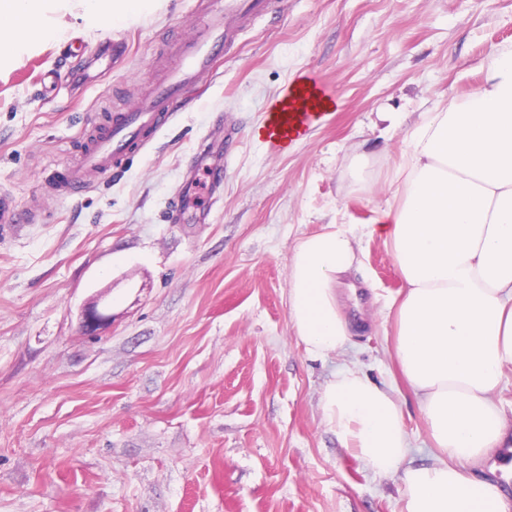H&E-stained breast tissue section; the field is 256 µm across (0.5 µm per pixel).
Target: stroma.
Instances as JSON below:
<instances>
[{
  "label": "stroma",
  "instance_id": "35a3bbf8",
  "mask_svg": "<svg viewBox=\"0 0 512 512\" xmlns=\"http://www.w3.org/2000/svg\"><path fill=\"white\" fill-rule=\"evenodd\" d=\"M197 16L198 0H161L116 26L69 0L51 15L54 38L20 20L30 48L0 63V189L42 208L39 223L0 234V512H400V477L366 468L323 421L340 360L296 341L290 259L326 225H356L340 289L360 323L350 356L397 389L414 459L427 460L393 355L403 281L368 226L420 113L474 91L481 62L512 46V0H273L148 146L58 195L45 171L163 78L166 45ZM121 38L125 59L90 68L82 94L46 90ZM300 79L332 109L296 140L257 137ZM381 112L399 117L395 131L381 132ZM207 140L201 212L180 195ZM353 154L374 161L373 192L343 181ZM106 287L112 327L83 336L81 310Z\"/></svg>",
  "mask_w": 512,
  "mask_h": 512
}]
</instances>
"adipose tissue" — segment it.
<instances>
[{"mask_svg": "<svg viewBox=\"0 0 512 512\" xmlns=\"http://www.w3.org/2000/svg\"><path fill=\"white\" fill-rule=\"evenodd\" d=\"M51 0H0V60L29 46L17 17ZM479 87L439 101L406 132L388 184L392 204L372 231L390 244L405 283L396 308L395 359L436 448L414 465L392 387L355 362L325 382L323 420L380 475L400 474L401 512H512L473 463L512 446L497 399L512 366V48L485 59ZM355 227L331 224L290 260L288 312L317 358L342 356L350 322L338 288L356 260Z\"/></svg>", "mask_w": 512, "mask_h": 512, "instance_id": "ef3b65f1", "label": "adipose tissue"}]
</instances>
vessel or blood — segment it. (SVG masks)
I'll return each mask as SVG.
<instances>
[{"mask_svg": "<svg viewBox=\"0 0 512 512\" xmlns=\"http://www.w3.org/2000/svg\"><path fill=\"white\" fill-rule=\"evenodd\" d=\"M269 9L270 0H211L203 25L177 44L178 62L164 81L142 95L136 109L117 112L108 122L88 128L78 163L56 172V192L63 196L82 193L90 184V175H106L138 153L173 118L175 103L212 71L218 56L234 42L238 28ZM315 108L310 87L296 88L293 105L282 106L275 114L272 140L296 136L299 125ZM37 218L33 207L20 206L11 193L0 192V231L35 223Z\"/></svg>", "mask_w": 512, "mask_h": 512, "instance_id": "vessel-or-blood-1", "label": "vessel or blood"}]
</instances>
